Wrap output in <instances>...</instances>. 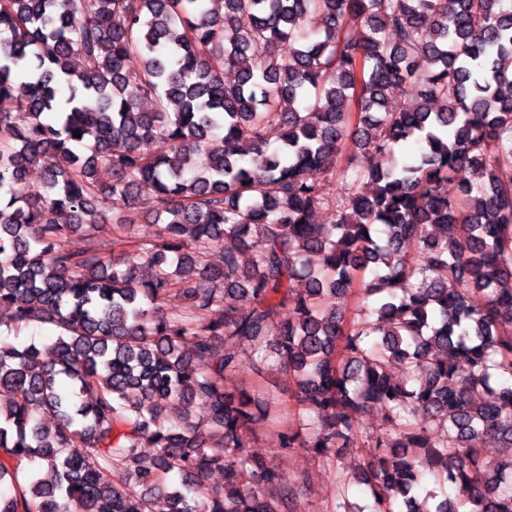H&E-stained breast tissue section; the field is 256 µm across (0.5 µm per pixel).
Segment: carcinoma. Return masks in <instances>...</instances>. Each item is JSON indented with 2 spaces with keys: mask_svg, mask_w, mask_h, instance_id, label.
<instances>
[{
  "mask_svg": "<svg viewBox=\"0 0 512 512\" xmlns=\"http://www.w3.org/2000/svg\"><path fill=\"white\" fill-rule=\"evenodd\" d=\"M142 183L152 279L68 247L136 223ZM322 207L335 223L313 221ZM32 322L56 330L50 360L0 340V512H288L245 434L269 393L224 390L226 340L293 376L307 433L285 448L329 458L384 412L357 512H512V0H0V327ZM192 398L203 431L180 412Z\"/></svg>",
  "mask_w": 512,
  "mask_h": 512,
  "instance_id": "cac0c4a2",
  "label": "carcinoma"
}]
</instances>
